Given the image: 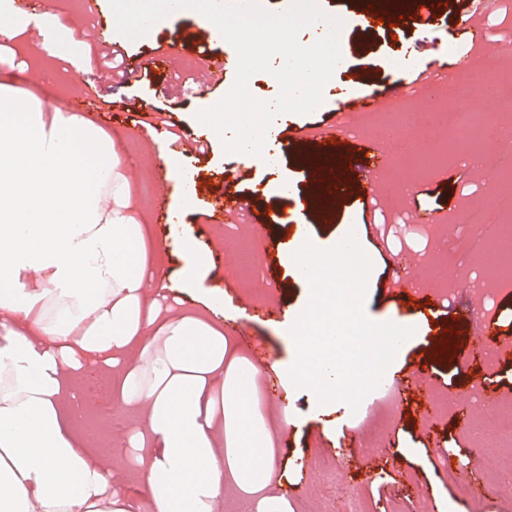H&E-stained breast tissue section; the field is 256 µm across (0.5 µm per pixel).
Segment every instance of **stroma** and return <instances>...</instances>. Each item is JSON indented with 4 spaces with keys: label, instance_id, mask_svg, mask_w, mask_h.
Segmentation results:
<instances>
[{
    "label": "stroma",
    "instance_id": "stroma-1",
    "mask_svg": "<svg viewBox=\"0 0 512 512\" xmlns=\"http://www.w3.org/2000/svg\"><path fill=\"white\" fill-rule=\"evenodd\" d=\"M318 4L325 14L341 22V61L323 88L319 107L309 113H285L275 118L264 149L276 154L277 164H240L217 139L212 140L207 154L188 152L181 156L200 186L199 206L185 215L184 224L195 232L209 266L201 287L184 292L183 306L197 310L202 300L219 298L231 315L226 326L233 330L250 308H283V315L252 321L253 340L247 353L252 359L276 361L289 368L293 348L285 337L286 313L304 301L306 290L288 276L277 287H262V269L270 261L287 264L292 225H310L312 233L325 243L348 226H356L372 264L364 296L366 316L377 322L394 315L407 320L414 330L403 354L395 360L392 381L400 388V398L393 410L375 409L365 419L344 405L321 414L307 392L289 388L284 376L264 373L263 384L280 387L282 405L289 406L294 416L286 457L288 480L303 491L293 500L294 512H505L512 502V452L504 446L505 440L512 438V406L501 402L488 409L467 411L460 402L486 375L497 393L512 396V354L500 357L489 375L485 360L439 362L431 360L429 352L441 329L449 326L459 331L460 345L468 346L471 336L480 330L472 319L478 306L498 341L512 344V281L487 275L484 262L474 256L451 268L443 264L446 249L464 242L463 225L448 221L458 201L464 199L477 206L489 198L512 194V180L487 185L483 172H471L467 157L451 152L438 155V137L431 132L420 133L418 150L408 157L394 154L391 137L381 132L377 139L382 150L390 153L391 161L378 176L385 189L380 201L361 200V190L354 184L328 212L303 210L300 199L310 190L309 153L345 151L344 146L330 144L321 135L339 112L338 98L345 89L360 85L382 89L383 106L396 102L416 113L420 122H438L439 101L452 98L448 84L437 85L428 98L395 96L385 88L444 34L457 37L466 63L456 74L475 89L474 106L484 112L493 110L495 100L482 96L480 89L484 79L512 73V0H492L482 19L487 41L482 48L473 45L457 24L465 0H447L434 6L432 19L425 24L411 22L368 32L357 25L363 0H318ZM40 9L69 15L74 40L91 44V52L40 62L29 52L14 53L5 48L0 50L5 70L15 74L18 87L45 85L61 100L78 104L81 112L91 114L108 132L118 133L125 152L139 159L138 170L130 176L135 202L144 213H151L161 190L153 170L161 155L169 151L168 141L155 130L158 111L166 109L169 123L179 132L199 129L198 112L229 93L236 69L228 67L220 88L198 92L204 68L199 64L197 47L207 45L213 55L221 56L229 51V43L221 35L195 27L192 12L184 11L183 26L160 23L148 36L124 40L118 46V53L134 73L133 81L119 88L111 71L99 64L104 50L95 33L99 16L113 13L109 0H97L92 10L84 4L68 6L65 0H43ZM160 48L174 52L163 70L151 62ZM175 92L183 96L178 110L170 107ZM116 99L136 106L149 102L153 108L142 113L140 122L116 126L107 117ZM227 169L235 172L236 189L250 196L252 214L269 208L279 210L283 213L281 223L268 228L246 221L208 223V199L213 190L210 179ZM283 180L288 183L287 195L273 193V186ZM424 209L436 214L437 223H413V212ZM425 267L435 270L429 284L440 295L450 297L451 308L429 310L421 302H408L403 289L398 288V273L408 270L416 275ZM101 371L100 365L92 363L74 380L79 405L76 433L87 441L91 460L110 468L113 487L133 497L143 489L139 471L127 459L128 437L138 416L117 404L111 392L98 388ZM416 371L423 381L409 385ZM436 397L446 400L447 409L433 414L432 426H422L420 416L428 411L429 400ZM467 417L481 422L480 437L463 429L462 421ZM355 440L360 443L356 452L351 449ZM465 464L479 474L480 485L470 500L459 501L448 474Z\"/></svg>",
    "mask_w": 512,
    "mask_h": 512
}]
</instances>
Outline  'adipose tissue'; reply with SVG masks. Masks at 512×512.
<instances>
[{
	"instance_id": "obj_1",
	"label": "adipose tissue",
	"mask_w": 512,
	"mask_h": 512,
	"mask_svg": "<svg viewBox=\"0 0 512 512\" xmlns=\"http://www.w3.org/2000/svg\"><path fill=\"white\" fill-rule=\"evenodd\" d=\"M33 25L39 52L60 56L67 18L0 0V42ZM155 251L112 135L0 73V512H215L228 486L253 512H294L277 471L291 414L265 413L263 369L214 303L176 314L149 292ZM89 363L142 412L139 497L113 489L60 408Z\"/></svg>"
}]
</instances>
